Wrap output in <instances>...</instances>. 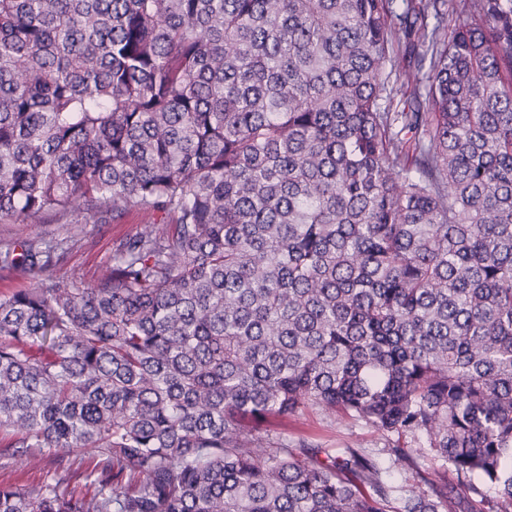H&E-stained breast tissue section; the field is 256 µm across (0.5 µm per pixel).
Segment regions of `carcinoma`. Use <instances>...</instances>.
I'll list each match as a JSON object with an SVG mask.
<instances>
[{"mask_svg":"<svg viewBox=\"0 0 512 512\" xmlns=\"http://www.w3.org/2000/svg\"><path fill=\"white\" fill-rule=\"evenodd\" d=\"M78 212L154 220L89 286ZM36 218L0 469L63 455L0 512H512V0H0V221ZM304 410L404 483L260 430ZM263 431L287 436L288 440L310 438L322 448H362L376 453L383 467H389L388 478L401 483L406 474L400 466H393L389 456L382 451L385 441L373 429L338 413L308 410L281 420L269 418L262 424Z\"/></svg>","mask_w":512,"mask_h":512,"instance_id":"carcinoma-1","label":"carcinoma"}]
</instances>
